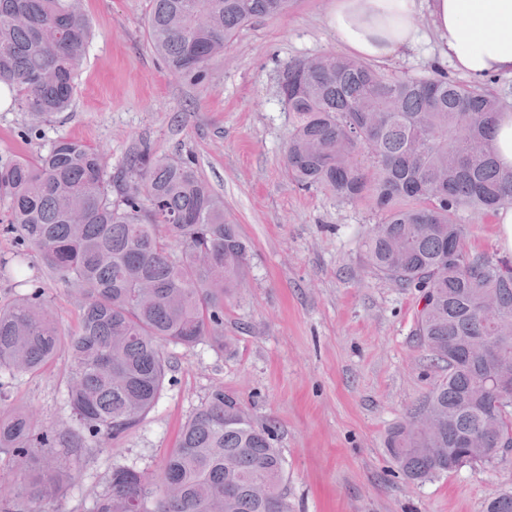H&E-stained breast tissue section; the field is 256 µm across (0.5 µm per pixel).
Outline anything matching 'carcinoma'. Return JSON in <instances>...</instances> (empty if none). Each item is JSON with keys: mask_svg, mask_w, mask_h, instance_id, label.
I'll use <instances>...</instances> for the list:
<instances>
[{"mask_svg": "<svg viewBox=\"0 0 512 512\" xmlns=\"http://www.w3.org/2000/svg\"><path fill=\"white\" fill-rule=\"evenodd\" d=\"M81 0H0V83L39 121L71 105L91 32ZM289 0H151L147 31L175 76L201 78L246 23L288 11ZM291 117L284 165L297 183L351 201L370 198L381 223L363 241L371 268L419 293L415 332L448 367L386 450L423 483L477 463L468 437L512 442V401L492 379L512 369V262L466 245L465 210L512 207V170L492 146L503 108L490 92L443 77L396 79L332 53L286 64ZM369 165L358 162L359 155ZM18 267L40 262L82 301L77 332L61 336L35 289L0 305V378L69 361L68 400L79 432L46 431L0 410V475L28 480L0 495V512H58L73 479L47 472L36 449L119 439L154 407L166 346L224 347V297L244 279L249 252L224 200L194 164L143 147L115 174L101 154L59 138L35 159L0 166ZM233 393L213 390L182 426L158 478L112 470L92 512H288L287 463ZM266 486L271 505L252 493Z\"/></svg>", "mask_w": 512, "mask_h": 512, "instance_id": "obj_1", "label": "carcinoma"}]
</instances>
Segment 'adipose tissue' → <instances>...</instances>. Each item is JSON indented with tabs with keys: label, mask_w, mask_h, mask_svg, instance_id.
Here are the masks:
<instances>
[{
	"label": "adipose tissue",
	"mask_w": 512,
	"mask_h": 512,
	"mask_svg": "<svg viewBox=\"0 0 512 512\" xmlns=\"http://www.w3.org/2000/svg\"><path fill=\"white\" fill-rule=\"evenodd\" d=\"M424 9L456 71L479 82L512 76V0H336L330 22L352 55L381 62L420 42Z\"/></svg>",
	"instance_id": "1"
}]
</instances>
